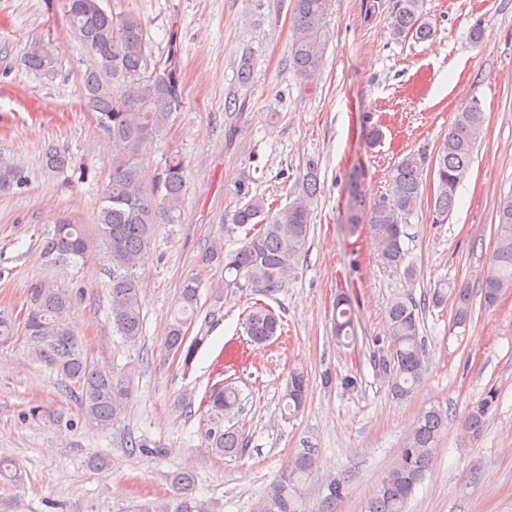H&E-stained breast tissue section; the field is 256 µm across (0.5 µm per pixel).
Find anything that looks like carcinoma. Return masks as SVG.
Here are the masks:
<instances>
[{
  "instance_id": "1",
  "label": "carcinoma",
  "mask_w": 512,
  "mask_h": 512,
  "mask_svg": "<svg viewBox=\"0 0 512 512\" xmlns=\"http://www.w3.org/2000/svg\"><path fill=\"white\" fill-rule=\"evenodd\" d=\"M87 0H58V7L71 34L93 58L82 77L83 103L98 114V124L112 141V174L99 202L94 235L82 224L67 219L48 234L44 257L52 265L76 264L95 249L104 252L112 269L108 296L113 328L129 343L143 335L142 285L136 268L142 254L154 242L155 226L174 221L186 187L187 165L178 154L166 159L152 179L142 167L141 156L164 135L172 114L183 104L180 46L169 41L167 55L149 62L143 41L141 21L125 14L113 16L86 6ZM331 0H293V39L289 66L306 81L320 74L328 38L325 18ZM387 19L395 38L413 35L420 40L432 36L433 28L423 13V0H389ZM25 62L31 71L45 79L57 73V58L49 44L29 46ZM483 112L470 106L458 113L448 134L441 141L432 170L437 193L431 208L434 224H446L456 205V191L467 174L473 151L480 140ZM51 169H63L68 159L54 146L44 153ZM426 153H409L390 171V193L369 206L367 224L382 265L399 269L403 265L405 235L403 223L421 200ZM23 181L22 171L0 159V191H9ZM244 203L233 216L231 233L241 232L240 247L229 252L213 248L206 260L224 265V290L213 295L216 304L223 292L247 282L273 292L284 287L305 247L311 208L319 193L318 168L307 164L294 199L288 208L273 209L262 197L250 195L248 186L239 189ZM348 223L358 224L357 211L365 206L359 177L353 175L348 187ZM494 247L482 277L484 304L495 305L502 289L512 285V194L501 198L493 224ZM199 286L193 279L180 287L179 307L168 324L165 345L180 354L184 366L191 365L204 337L187 341V325L198 304ZM453 296L456 322L463 324L471 313V293L465 287L448 291L438 288L431 302L440 305ZM73 298L66 288L47 281L32 283L26 293V314L22 327L0 313V346L22 337L28 352L60 377L66 390L74 394L82 422L108 428L120 421L133 396L131 376L118 374L92 361L70 324ZM387 345L380 349L379 370L388 378L392 395L405 400L421 383L426 372L419 336L420 317L410 301L397 299L387 308ZM355 311L349 298L340 294L334 305L332 324L338 340L353 336ZM279 320L265 307L252 309L246 318L247 333L256 342L276 335ZM308 374L293 368L282 395L285 410L294 414L304 408ZM239 391L232 385L210 390L205 438L216 457L237 456L246 449L235 430L224 428V416L239 405ZM497 389L490 388L472 403L463 417V430L475 437L483 430L498 406ZM448 430V412L437 408L423 411L408 435L401 456L382 478L366 512H404L407 501L431 468L438 443ZM318 472L315 451L294 456L283 467L257 512H306L304 487ZM0 480L15 487L24 484L19 463L0 459ZM172 495L154 500H132L125 512H221L218 502L199 498L193 492L194 473L179 469L169 474ZM323 499V512H336L344 496L343 482L331 479Z\"/></svg>"
}]
</instances>
